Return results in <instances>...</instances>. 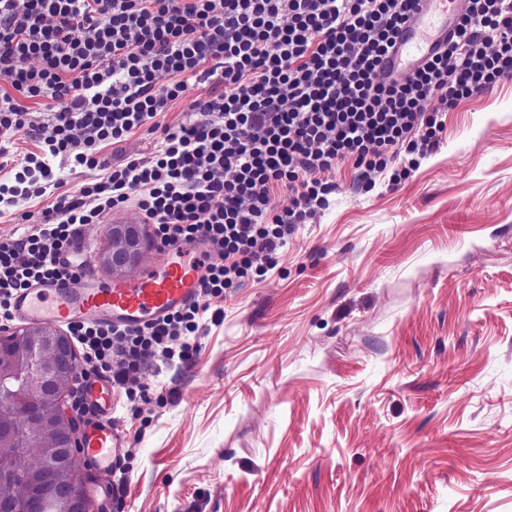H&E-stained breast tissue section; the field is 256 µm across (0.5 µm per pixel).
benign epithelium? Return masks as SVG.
<instances>
[{
    "instance_id": "benign-epithelium-1",
    "label": "benign epithelium",
    "mask_w": 512,
    "mask_h": 512,
    "mask_svg": "<svg viewBox=\"0 0 512 512\" xmlns=\"http://www.w3.org/2000/svg\"><path fill=\"white\" fill-rule=\"evenodd\" d=\"M102 267L117 279L135 270L149 247V225L111 224ZM78 371L71 338L44 326L0 337V512H94L78 462L79 418L66 401ZM21 417V423L9 420Z\"/></svg>"
}]
</instances>
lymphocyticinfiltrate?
<instances>
[{"label": "lymphocytic infiltrate", "instance_id": "1", "mask_svg": "<svg viewBox=\"0 0 512 512\" xmlns=\"http://www.w3.org/2000/svg\"><path fill=\"white\" fill-rule=\"evenodd\" d=\"M417 0H0V133H36L0 205L39 194L51 156L97 167L101 143L146 127L150 159L129 158L103 178L57 196L46 223L0 240V309L33 284L71 275L63 254L113 208L135 202L159 240L198 243V297L136 329L77 324L85 373L104 374L128 401L157 386L140 371L156 358L186 359L188 336L210 299L278 263L299 224L335 186L321 173L352 162L361 176L407 179L432 152L441 117L473 93L512 78V0H465L448 45L402 79L379 72ZM212 83L186 98L189 80ZM45 100L32 127L15 95ZM190 117L154 118L178 99ZM292 195L277 210L271 189Z\"/></svg>", "mask_w": 512, "mask_h": 512}]
</instances>
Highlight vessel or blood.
I'll return each mask as SVG.
<instances>
[{"label": "vessel or blood", "instance_id": "1", "mask_svg": "<svg viewBox=\"0 0 512 512\" xmlns=\"http://www.w3.org/2000/svg\"><path fill=\"white\" fill-rule=\"evenodd\" d=\"M458 12L457 0H422L385 59L386 73L405 72L437 52ZM156 251L160 261L123 282L95 283L81 269L76 275L18 292L11 302L12 315L34 325L88 322L127 328L158 321L196 300L203 255L163 242L157 243ZM113 396L110 380L90 382L87 397L94 417L84 435L81 455L104 474L111 473L112 457L119 450L111 418Z\"/></svg>", "mask_w": 512, "mask_h": 512}]
</instances>
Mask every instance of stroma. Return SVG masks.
Masks as SVG:
<instances>
[{
  "mask_svg": "<svg viewBox=\"0 0 512 512\" xmlns=\"http://www.w3.org/2000/svg\"><path fill=\"white\" fill-rule=\"evenodd\" d=\"M443 121L398 186L323 173L336 190L277 266L146 369L163 401L116 392L122 456L86 484L128 483L95 512H512V79ZM48 163L0 239L104 175Z\"/></svg>",
  "mask_w": 512,
  "mask_h": 512,
  "instance_id": "obj_1",
  "label": "stroma"
}]
</instances>
